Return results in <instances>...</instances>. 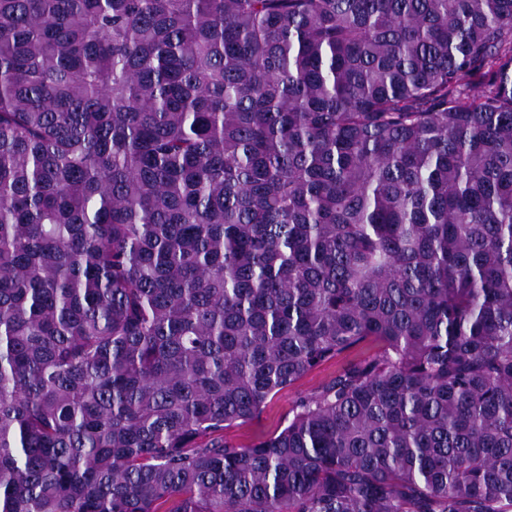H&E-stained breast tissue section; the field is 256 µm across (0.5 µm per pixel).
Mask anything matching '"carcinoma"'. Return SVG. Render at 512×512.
Segmentation results:
<instances>
[{
    "label": "carcinoma",
    "mask_w": 512,
    "mask_h": 512,
    "mask_svg": "<svg viewBox=\"0 0 512 512\" xmlns=\"http://www.w3.org/2000/svg\"><path fill=\"white\" fill-rule=\"evenodd\" d=\"M0 512H512V0H0ZM374 351L375 348L371 345L359 347L320 365L295 384L284 388L269 399L261 413L253 420L224 430L225 439L236 445L250 446L280 431L287 425L288 414L301 397L315 393L344 367Z\"/></svg>",
    "instance_id": "obj_1"
}]
</instances>
